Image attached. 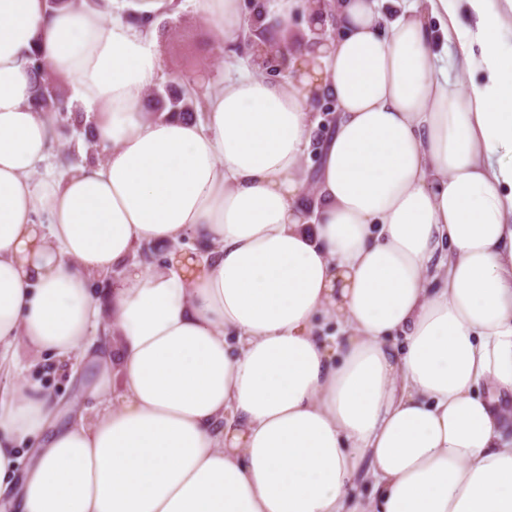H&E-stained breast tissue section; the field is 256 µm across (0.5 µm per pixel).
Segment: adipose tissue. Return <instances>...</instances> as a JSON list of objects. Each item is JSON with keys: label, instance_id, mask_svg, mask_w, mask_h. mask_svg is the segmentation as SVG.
Here are the masks:
<instances>
[{"label": "adipose tissue", "instance_id": "1", "mask_svg": "<svg viewBox=\"0 0 512 512\" xmlns=\"http://www.w3.org/2000/svg\"><path fill=\"white\" fill-rule=\"evenodd\" d=\"M194 2L239 41L240 0ZM487 2L254 0L292 80L236 68L188 120L146 108L179 0H0V374L22 346L95 402L0 390V512H512V0ZM35 49L100 153L55 175Z\"/></svg>", "mask_w": 512, "mask_h": 512}]
</instances>
